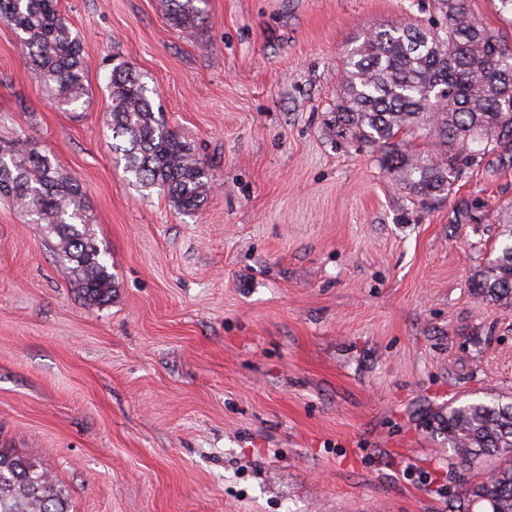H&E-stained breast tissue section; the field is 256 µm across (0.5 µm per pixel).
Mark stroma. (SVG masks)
Returning <instances> with one entry per match:
<instances>
[{"instance_id":"obj_1","label":"stroma","mask_w":512,"mask_h":512,"mask_svg":"<svg viewBox=\"0 0 512 512\" xmlns=\"http://www.w3.org/2000/svg\"><path fill=\"white\" fill-rule=\"evenodd\" d=\"M82 104L54 102L0 21V140L83 185L115 288L83 304L41 225L0 201V448L71 512H456L488 463L455 458L449 405L512 402V306L474 278L512 205V154L414 196L328 132L342 60L430 0H60ZM141 72L213 187L180 210L130 182L107 126L112 66ZM166 15L178 27L204 23L206 14L200 6L205 0H165Z\"/></svg>"}]
</instances>
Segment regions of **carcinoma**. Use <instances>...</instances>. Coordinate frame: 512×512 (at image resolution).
<instances>
[{
    "label": "carcinoma",
    "instance_id": "carcinoma-1",
    "mask_svg": "<svg viewBox=\"0 0 512 512\" xmlns=\"http://www.w3.org/2000/svg\"><path fill=\"white\" fill-rule=\"evenodd\" d=\"M205 0H165L178 27L204 23ZM445 24L383 25L346 57L348 88L327 129L344 132L380 154L405 188L430 197L449 194L461 168L485 154L512 151V49L472 19L467 0H435ZM0 21L19 36L23 56L58 102L75 106L85 95L81 40L60 12L59 0H0ZM112 139L124 169L142 188L159 187L179 209L207 196L213 180L189 144L154 111L149 88L124 63L112 68ZM433 137L420 151L412 142ZM0 197L58 239L63 270L83 303L112 296L111 267L90 233L80 182L57 158L18 138L0 142ZM506 237L475 279L477 293L512 304V212L499 214ZM448 447L463 462L492 459L484 479L461 488L460 512H512V402L495 396L448 406L439 420ZM0 512H70L50 472L0 448Z\"/></svg>",
    "mask_w": 512,
    "mask_h": 512
}]
</instances>
